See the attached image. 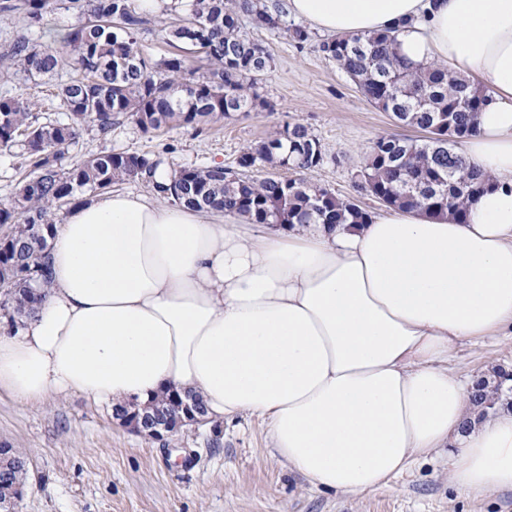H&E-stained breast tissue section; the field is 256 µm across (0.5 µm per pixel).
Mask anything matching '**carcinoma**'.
Here are the masks:
<instances>
[{
    "mask_svg": "<svg viewBox=\"0 0 512 512\" xmlns=\"http://www.w3.org/2000/svg\"><path fill=\"white\" fill-rule=\"evenodd\" d=\"M56 0H11L1 12L20 11L28 25L40 29ZM78 20L48 36L46 46L22 37L6 57L28 75L52 76L71 69L77 77L58 93L65 123H44L27 98L0 97V150L23 147L25 175L15 204L0 206V286L4 306L13 314L30 313L38 298L32 285L48 283L51 228L56 212L79 203V192H104L124 181L141 179L158 197L173 204L200 208L221 204L248 224H364L371 217L352 198L312 184L304 175L324 162L320 140L299 122L285 123L276 134L243 152L240 172L221 165L181 167V180L156 178L164 161L138 153L99 152L66 166L63 149L74 143L86 123L101 135L118 118H132L145 133L224 123L238 112L267 109L270 104L255 87L274 63L273 56L242 28L251 17L258 28L283 30L297 44L312 39L300 25L283 26L282 14L266 0H177L183 8L178 23L161 30L170 55L154 62L139 51L137 34L146 23L133 0H68ZM361 94L378 109L391 113L399 126L418 128L423 139L390 133L376 138L356 187L393 209L447 212L461 217L485 189L488 178L474 170L457 150L477 132V114L486 97L436 63L409 65L397 51L395 31L336 36L320 44ZM198 55L206 68L187 66ZM284 169L296 178H253L256 166ZM483 386L473 401L488 411L500 400Z\"/></svg>",
    "mask_w": 512,
    "mask_h": 512,
    "instance_id": "cac0c4a2",
    "label": "carcinoma"
}]
</instances>
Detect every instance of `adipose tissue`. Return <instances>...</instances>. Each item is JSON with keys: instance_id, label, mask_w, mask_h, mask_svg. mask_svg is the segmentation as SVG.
<instances>
[{"instance_id": "ef3b65f1", "label": "adipose tissue", "mask_w": 512, "mask_h": 512, "mask_svg": "<svg viewBox=\"0 0 512 512\" xmlns=\"http://www.w3.org/2000/svg\"><path fill=\"white\" fill-rule=\"evenodd\" d=\"M319 30L398 27L399 55L484 91L460 148L492 182L466 217L389 209L366 224H248L112 192L52 229L33 314L0 327V393L114 408L200 396L262 418L292 472L355 496L417 458L470 497L512 490V406L482 414L460 346L512 330V0H288Z\"/></svg>"}]
</instances>
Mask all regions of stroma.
<instances>
[{"mask_svg": "<svg viewBox=\"0 0 512 512\" xmlns=\"http://www.w3.org/2000/svg\"><path fill=\"white\" fill-rule=\"evenodd\" d=\"M169 0H137L149 22L138 48L158 61L170 53L158 29L173 22ZM245 31L265 44L275 65L257 90L271 110L239 113L224 124L146 134L121 117L108 135L87 128L68 146L66 160L112 151L157 155L167 168L235 166L238 156L267 139L285 122H300L320 139L323 164L311 182L342 197L357 198L372 212H382L373 197L358 192L355 175L377 137L418 132L396 125L390 113L369 103L319 44L326 35L313 31L298 45L279 30ZM29 28L21 12H0V94L32 97L45 122H63L57 93L68 76H29L4 60L8 45ZM512 362V347L490 341L459 349L456 367L464 374L487 365ZM22 450L28 479L18 512H512V491L480 498L459 493L448 482V466L422 459L385 488L356 497L326 492L290 472L278 460L262 419L239 414L211 424L187 426L166 440H151L115 420L110 408L81 395L51 396L23 405L0 394V447Z\"/></svg>", "mask_w": 512, "mask_h": 512, "instance_id": "stroma-1", "label": "stroma"}]
</instances>
